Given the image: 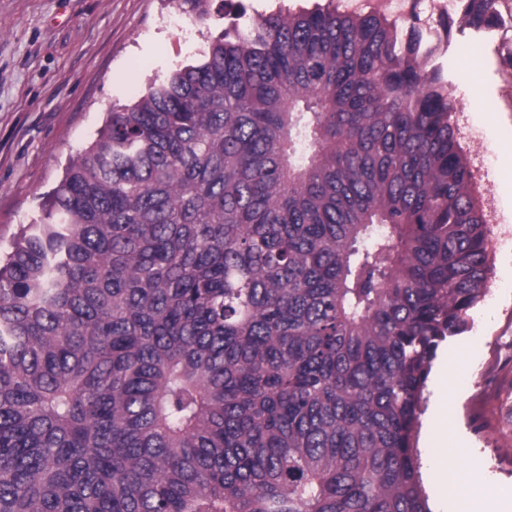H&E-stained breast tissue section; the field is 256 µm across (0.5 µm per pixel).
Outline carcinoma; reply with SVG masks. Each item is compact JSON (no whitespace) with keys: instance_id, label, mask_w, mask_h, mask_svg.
I'll return each instance as SVG.
<instances>
[{"instance_id":"1","label":"carcinoma","mask_w":512,"mask_h":512,"mask_svg":"<svg viewBox=\"0 0 512 512\" xmlns=\"http://www.w3.org/2000/svg\"><path fill=\"white\" fill-rule=\"evenodd\" d=\"M428 26L235 17L109 113L0 264V512H430L492 240Z\"/></svg>"}]
</instances>
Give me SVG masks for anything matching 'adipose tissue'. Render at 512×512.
<instances>
[{
  "label": "adipose tissue",
  "instance_id": "ef3b65f1",
  "mask_svg": "<svg viewBox=\"0 0 512 512\" xmlns=\"http://www.w3.org/2000/svg\"><path fill=\"white\" fill-rule=\"evenodd\" d=\"M460 378L452 367L441 373L439 393L436 397V424L433 432L436 439L429 453L432 479L444 499L448 512H498L495 501L483 494L468 472L458 463L462 449L453 447L452 439L459 432L457 414L448 393Z\"/></svg>",
  "mask_w": 512,
  "mask_h": 512
}]
</instances>
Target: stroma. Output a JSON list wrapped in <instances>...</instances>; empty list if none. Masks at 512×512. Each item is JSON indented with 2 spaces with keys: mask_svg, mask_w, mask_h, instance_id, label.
Segmentation results:
<instances>
[{
  "mask_svg": "<svg viewBox=\"0 0 512 512\" xmlns=\"http://www.w3.org/2000/svg\"><path fill=\"white\" fill-rule=\"evenodd\" d=\"M224 0L196 22L174 0H0V250L42 213L43 195L67 161L96 138L112 108L134 103L150 85L195 62L224 30ZM500 34L451 31L435 57L456 103L459 138L487 207L494 245L485 298L465 330L441 342L423 390L417 429L425 454L444 361L467 373L458 407L466 466L487 492L512 496V188L500 187L512 164V74L499 63ZM480 66L482 93L466 94Z\"/></svg>",
  "mask_w": 512,
  "mask_h": 512,
  "instance_id": "obj_1",
  "label": "stroma"
}]
</instances>
